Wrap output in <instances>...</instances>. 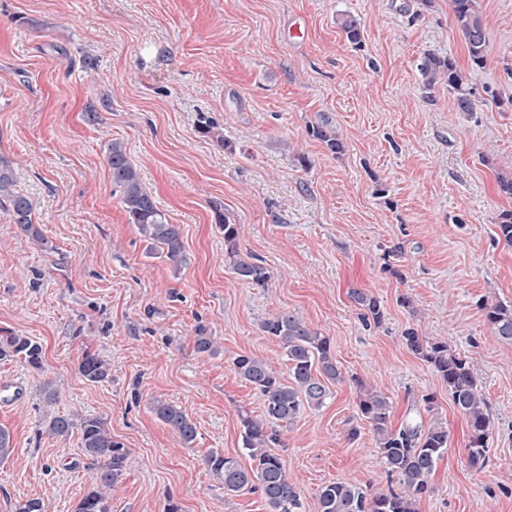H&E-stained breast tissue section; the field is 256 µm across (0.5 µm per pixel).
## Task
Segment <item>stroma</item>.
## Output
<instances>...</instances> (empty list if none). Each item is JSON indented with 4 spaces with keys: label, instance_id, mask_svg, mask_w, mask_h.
I'll return each mask as SVG.
<instances>
[{
    "label": "stroma",
    "instance_id": "1",
    "mask_svg": "<svg viewBox=\"0 0 512 512\" xmlns=\"http://www.w3.org/2000/svg\"><path fill=\"white\" fill-rule=\"evenodd\" d=\"M477 4L480 67L450 0H0V158L50 243L21 233L0 203V334L43 349L39 370L0 361V427L15 447L0 463V512L30 498L73 512L92 488L79 434L46 432L62 414L103 418L130 450L112 512H165L171 500L181 512H269L260 493L225 494L204 459L216 449L248 465L240 417L261 415L263 399L233 360L254 354L286 371L260 328L278 311L327 336L341 374L272 448L304 512H319L332 481L390 487L359 411L365 387L390 398L393 424L448 428L415 512H512V343L485 318L512 304V245L498 229L512 215L498 187L512 177V0ZM346 14L361 45L338 25ZM429 51L455 59L475 111H455L447 85L423 89ZM321 121L340 153L309 136ZM115 141L180 225V271L148 254L121 205ZM224 222L240 225L237 252L268 268L267 287L234 275ZM355 288L379 300V325L362 321ZM201 327L219 355L197 352ZM410 327L477 372L491 419L483 465L469 460L447 386L407 348ZM87 350L107 360L108 380L81 375ZM155 399L194 420L192 447L151 413Z\"/></svg>",
    "mask_w": 512,
    "mask_h": 512
}]
</instances>
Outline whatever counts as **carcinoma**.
Wrapping results in <instances>:
<instances>
[{
  "label": "carcinoma",
  "mask_w": 512,
  "mask_h": 512,
  "mask_svg": "<svg viewBox=\"0 0 512 512\" xmlns=\"http://www.w3.org/2000/svg\"><path fill=\"white\" fill-rule=\"evenodd\" d=\"M455 22L462 33L472 64L480 67L486 62V34L483 17L476 0H451ZM339 26L348 43H361L358 20L346 15ZM424 89L431 90L445 82L454 93L458 112L475 111V100L467 87L466 78L451 56L429 52L418 64ZM308 134L319 140L330 152L337 154L342 144L332 126L326 121L311 126ZM108 163L112 182L119 188L121 204L150 248L166 258L179 270L186 255L179 225L170 224L158 210L153 198L142 187L137 169L129 161L119 143L112 144ZM14 171L0 160V199L9 202L13 223L20 231L42 246L47 241L38 225L33 223L31 200L13 191ZM224 243L230 255L236 257L232 269L237 278L264 288L270 281L269 270L257 259L237 257L240 225L224 222ZM353 300L363 310L365 322L380 323L383 310L380 302L368 293L355 290ZM485 318L495 335L512 342V305L497 303L487 308ZM262 332L278 340L288 364V382L281 380L271 362L252 354H240L233 360L235 372L263 397V413L259 418L241 416L242 449L250 467L236 459L212 451L205 457L207 468L224 483V493L233 495L258 489L270 512H302L301 494L289 481L283 462L268 448L279 442L272 425L292 424L306 409H319L330 396V384L341 380L332 355L329 338L320 335L306 322L290 312H278L260 324ZM407 347L426 361L448 386V394L456 409L467 419L471 430L469 459L474 465L484 463L488 450L490 418L488 404L472 365L466 358L448 350L445 342H436L419 335L410 327L404 332ZM19 359L39 369L43 366V349L39 342L26 336H0V360ZM79 371L92 383L109 378L108 364L89 350L84 351ZM361 416L372 426L376 447L389 476L398 481V489L386 494L371 495L367 488L354 483L330 482L319 492L320 512H414L416 499L428 492V480L448 448V429L435 420L425 427L409 418L399 427L391 426L392 404L381 392L368 390L359 400ZM152 411L159 420L170 426L189 448L197 437V427L181 408L156 400ZM78 430L81 450L96 468V486L75 504L74 512H112L107 491L111 490L127 466L130 452L125 444L112 438L106 423L96 417L79 421L66 415H55L47 424L49 434L62 439Z\"/></svg>",
  "instance_id": "1"
}]
</instances>
